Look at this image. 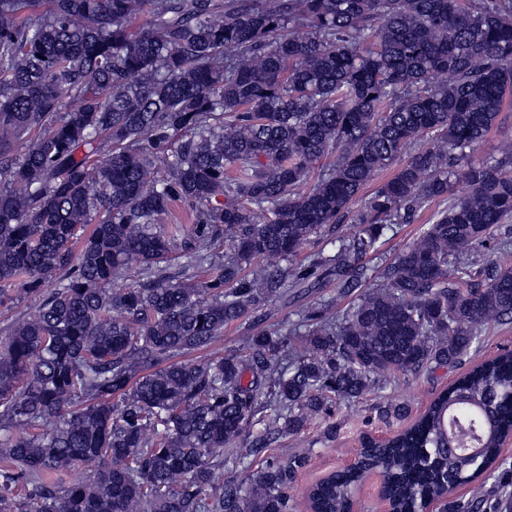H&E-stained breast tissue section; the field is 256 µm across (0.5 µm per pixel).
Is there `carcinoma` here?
Masks as SVG:
<instances>
[{
	"instance_id": "1",
	"label": "carcinoma",
	"mask_w": 512,
	"mask_h": 512,
	"mask_svg": "<svg viewBox=\"0 0 512 512\" xmlns=\"http://www.w3.org/2000/svg\"><path fill=\"white\" fill-rule=\"evenodd\" d=\"M39 2L0 0V304L64 278L0 338V512H293L307 457L273 443L386 375L479 356L482 326L512 320V142L465 163L512 96V0H49L35 16ZM436 200L373 283L366 256ZM177 203L189 224H158ZM321 234L333 252L293 265ZM178 245L211 275L165 274ZM489 245L484 264L462 258ZM259 258L278 264L244 273ZM331 281L243 351L177 360ZM298 339L308 353L287 355ZM511 434L507 350L385 444L365 439L311 488L312 512H351L371 470L394 512H475ZM229 465L244 476L217 475ZM335 289L334 286L327 288H302L295 294H288V297L268 303L261 312L265 318L262 326L277 328L282 323L288 322V318L297 320V317L291 314L318 302L325 294H334Z\"/></svg>"
}]
</instances>
